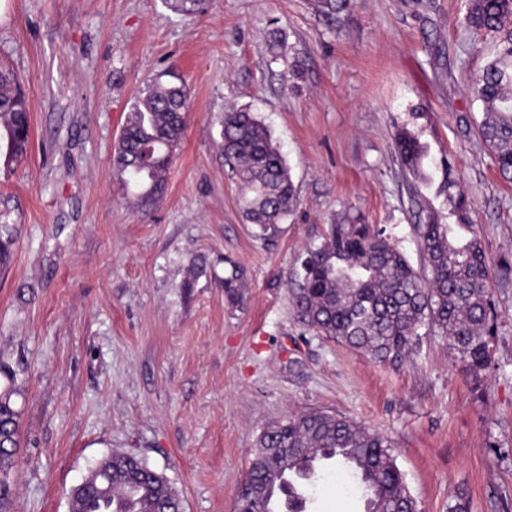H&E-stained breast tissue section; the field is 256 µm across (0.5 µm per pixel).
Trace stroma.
Returning a JSON list of instances; mask_svg holds the SVG:
<instances>
[{"label":"stroma","instance_id":"obj_1","mask_svg":"<svg viewBox=\"0 0 512 512\" xmlns=\"http://www.w3.org/2000/svg\"><path fill=\"white\" fill-rule=\"evenodd\" d=\"M466 0H0V64L28 97L32 146L0 173L20 224L0 274V353L25 392L10 512H68L67 493L121 449L163 472L184 512H234L271 421L312 409L394 445L419 512H512V182L476 133L468 79L497 39ZM190 91L165 193L136 210L112 173L133 102L153 81ZM246 107L286 158L297 201L274 236L243 219L224 164L226 111ZM425 158L404 170L394 136ZM467 195L497 313L492 363L474 382L441 337L379 363L306 326L291 274L330 225L384 228L415 270L427 212L450 224L447 174ZM246 271L229 309L226 261ZM335 468L304 512H365Z\"/></svg>","mask_w":512,"mask_h":512}]
</instances>
